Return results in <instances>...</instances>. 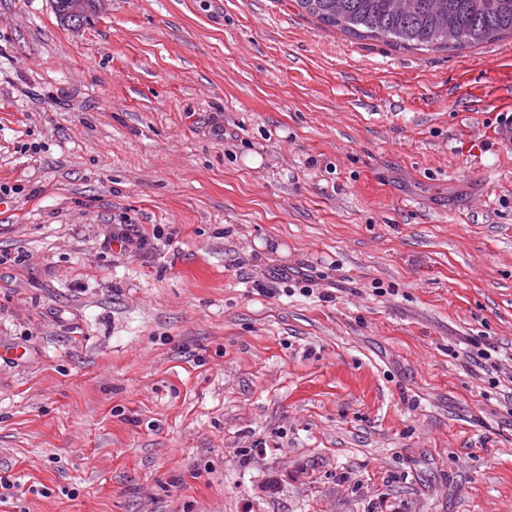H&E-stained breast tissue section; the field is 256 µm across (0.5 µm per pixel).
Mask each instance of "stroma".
<instances>
[{"mask_svg": "<svg viewBox=\"0 0 512 512\" xmlns=\"http://www.w3.org/2000/svg\"><path fill=\"white\" fill-rule=\"evenodd\" d=\"M511 55L0 0V512H512ZM55 12L63 5L64 17H70L71 28L78 30L84 21L99 13L101 5L105 0H51Z\"/></svg>", "mask_w": 512, "mask_h": 512, "instance_id": "35a3bbf8", "label": "stroma"}]
</instances>
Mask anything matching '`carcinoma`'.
I'll return each instance as SVG.
<instances>
[{"mask_svg":"<svg viewBox=\"0 0 512 512\" xmlns=\"http://www.w3.org/2000/svg\"><path fill=\"white\" fill-rule=\"evenodd\" d=\"M307 14L356 38L403 48L450 49L512 36V0H295Z\"/></svg>","mask_w":512,"mask_h":512,"instance_id":"1","label":"carcinoma"}]
</instances>
